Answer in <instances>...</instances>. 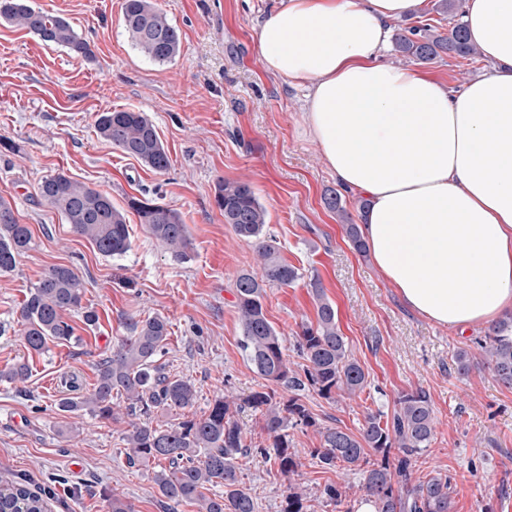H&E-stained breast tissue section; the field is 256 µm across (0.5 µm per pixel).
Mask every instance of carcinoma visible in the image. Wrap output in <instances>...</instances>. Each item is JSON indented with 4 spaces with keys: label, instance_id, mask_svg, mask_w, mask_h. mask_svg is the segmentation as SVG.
Returning <instances> with one entry per match:
<instances>
[{
    "label": "carcinoma",
    "instance_id": "carcinoma-1",
    "mask_svg": "<svg viewBox=\"0 0 512 512\" xmlns=\"http://www.w3.org/2000/svg\"><path fill=\"white\" fill-rule=\"evenodd\" d=\"M123 24L136 50L156 63L175 61L181 54L178 29L157 0H123ZM0 21L24 29L43 42L56 44L89 57V43L62 16L35 8L28 0H0ZM395 50L410 62L431 63L448 56L475 53L463 23L442 35L429 24L414 26L395 38ZM97 134L151 170L165 174L170 158L150 117L131 109L103 112L95 122ZM40 196L61 211L75 233L106 257L122 256L132 246L126 213L112 198L63 172L45 176ZM214 201L224 223L234 234L250 242L260 258L259 270L236 277L237 307L242 329L241 346L257 373L268 382L292 392L284 399L276 392L256 391L245 403L261 412L267 445L261 454L273 461L288 481L283 512H304V493L299 482V460L288 429L316 422L296 392L306 387L321 397H353L368 386L363 368L347 352L333 304L321 283H310L317 303V321L301 326L294 350L301 372L286 358L284 338L266 317L263 299L268 285L288 286L300 278L298 268L280 255L276 239L267 231V210L247 182L220 181ZM327 208L342 220L347 214L337 191L324 197ZM150 236L160 241L176 261L189 257L192 240L181 213L149 200L129 203ZM32 246L28 225L18 222L11 203L0 197V274L16 267L18 257ZM85 281L72 268L54 266L30 289L20 310L26 348L43 353L51 342L70 341L73 327L65 315L82 307ZM131 335L100 363L92 391L86 396L58 402L62 412L86 411L105 419H117L113 399L128 402L131 417L123 441L130 465L147 466L164 461L168 467L155 474V483L167 500L196 502L198 512H255L250 493L241 487L236 456L246 444L235 419L234 401L214 400L199 418L186 417L165 429L155 428L140 417L155 410L182 415L194 407L197 390L189 379L172 377L156 364V356L168 340V323L151 317L130 323ZM483 365L502 384L512 387V317L497 322L478 342ZM30 367L18 361L0 370V381L26 379ZM321 447L313 456L329 467L358 470L362 474L364 500L373 512H453L452 483L448 476H414L415 459L435 435V413L430 395L417 389L398 397L393 413L380 409L366 416L360 436L339 428L318 430ZM224 486V493L206 496V486ZM0 512H48V502L21 481L0 483Z\"/></svg>",
    "mask_w": 512,
    "mask_h": 512
}]
</instances>
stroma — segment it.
I'll use <instances>...</instances> for the list:
<instances>
[{
	"label": "stroma",
	"mask_w": 512,
	"mask_h": 512,
	"mask_svg": "<svg viewBox=\"0 0 512 512\" xmlns=\"http://www.w3.org/2000/svg\"><path fill=\"white\" fill-rule=\"evenodd\" d=\"M31 2L67 18L92 55L0 22V196L33 236L15 270L0 275V370L22 358L30 364L25 381L0 382V476L51 491L53 512H107L113 494L133 512H197L191 502L168 504L154 467L127 464L124 399L115 401L116 421L59 411L58 401L88 394L130 323L152 316L169 325L157 362L195 384V414L218 395L242 402L270 390L240 347L235 280L256 270L257 256L214 203V187L224 179L254 187L283 258L301 274L293 286L266 287L270 323L289 340L300 324L315 321L309 283L319 280L349 353L369 375V386L352 398L301 391L319 427L359 433L367 412L393 411L401 393L424 389L436 429L417 459L418 475L450 476L454 512H512V388L482 363L462 374L452 360L460 347L479 355L475 342L487 330L463 334L407 310L326 207L327 190L338 184L305 132L306 90L268 75L258 61V27L280 0H158L182 41L180 57L167 64L132 46L122 0ZM429 69L459 89L492 64L479 54L447 56ZM121 109L151 117L169 152L168 173H154L97 134V113ZM59 171L108 193L121 208L136 197L178 210L193 242L189 258L175 261L132 211L131 250L100 255L39 196L42 178ZM57 265L86 282L81 310L67 316L74 337L31 355L20 335V305ZM88 310L95 325L84 321ZM236 419L249 447L236 459L242 485L256 512H282L283 478L260 452L263 417L243 406ZM289 434L302 463L307 512H357L360 474L313 458L317 429ZM329 484L347 487L341 505L326 500Z\"/></svg>",
	"instance_id": "1"
}]
</instances>
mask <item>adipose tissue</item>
<instances>
[{
  "instance_id": "1",
  "label": "adipose tissue",
  "mask_w": 512,
  "mask_h": 512,
  "mask_svg": "<svg viewBox=\"0 0 512 512\" xmlns=\"http://www.w3.org/2000/svg\"><path fill=\"white\" fill-rule=\"evenodd\" d=\"M428 0H281L260 24L262 69L305 85L304 124L363 199L376 266L411 312L460 330L512 314V0H466L493 70L454 90L380 62L394 19Z\"/></svg>"
}]
</instances>
